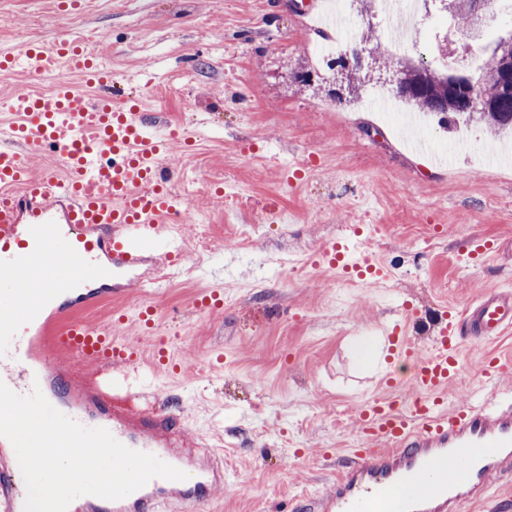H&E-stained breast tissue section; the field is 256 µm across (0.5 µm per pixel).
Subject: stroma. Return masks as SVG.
<instances>
[{
	"label": "stroma",
	"instance_id": "obj_1",
	"mask_svg": "<svg viewBox=\"0 0 512 512\" xmlns=\"http://www.w3.org/2000/svg\"><path fill=\"white\" fill-rule=\"evenodd\" d=\"M322 4L79 0L62 11L56 0H0V51L85 38L116 74L117 94L146 91L149 112L174 132L171 184L197 209L183 227L186 255L154 297L133 288L83 317L100 322L121 310L119 338L143 352L136 384L223 454L211 512H299L329 491L345 450L358 444L361 410L411 393L392 330L428 352L445 311L512 287V155L486 157L493 139L475 123L467 151H452L457 134L436 124L428 154L414 151L408 133L363 109L389 88L383 71L369 72L353 101L330 96L334 71L312 61L321 37L309 20ZM343 8L355 38L387 57L437 66L440 40H469L432 7L419 12V40L398 51L385 16L367 17L353 0ZM303 70L312 84L297 80ZM357 226L362 253L389 271L382 286L318 262ZM476 239L494 249L482 268L466 260ZM205 289L222 291L221 311L193 307ZM149 302L157 320L145 334L138 314ZM160 338L178 372L153 366ZM361 338L384 359L358 363ZM488 354L512 359V331L466 343L449 405L486 399Z\"/></svg>",
	"mask_w": 512,
	"mask_h": 512
}]
</instances>
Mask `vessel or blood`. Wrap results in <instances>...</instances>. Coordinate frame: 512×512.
<instances>
[{
  "instance_id": "obj_1",
  "label": "vessel or blood",
  "mask_w": 512,
  "mask_h": 512,
  "mask_svg": "<svg viewBox=\"0 0 512 512\" xmlns=\"http://www.w3.org/2000/svg\"><path fill=\"white\" fill-rule=\"evenodd\" d=\"M23 69L48 78L43 99L18 87L6 101L19 123L0 131V372L12 391L40 388L59 411L86 427H102L128 448L150 453L191 474V482L151 479L118 499L85 496L87 512H197L224 483V463L188 441L181 415L160 410L129 381L140 350L119 341L111 324L81 311L158 286L163 267L184 256L181 224L193 202L175 193L163 139L139 105L113 107L106 96L73 89L68 74L111 87L116 78L76 38L45 47L25 43L0 56V77ZM51 149L58 167L32 174L30 156ZM371 284L388 272L372 258L350 261ZM512 328V291L483 294L459 315H443L433 349L398 337L395 351L411 360V399L373 400L358 418L362 447L330 492L308 512H459L481 499L491 476L512 471V397L449 405L465 336L487 341ZM93 366L85 384L61 370L63 358ZM455 470L456 482L447 479ZM15 466L0 458V512H23Z\"/></svg>"
}]
</instances>
